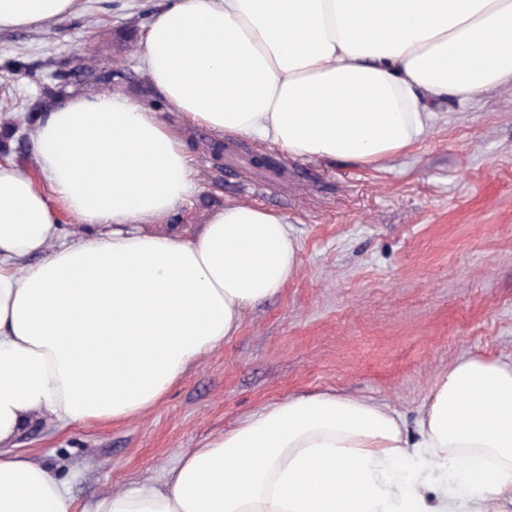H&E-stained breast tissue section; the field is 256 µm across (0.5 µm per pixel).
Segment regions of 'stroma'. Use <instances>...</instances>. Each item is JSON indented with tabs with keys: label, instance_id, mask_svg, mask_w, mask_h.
<instances>
[{
	"label": "stroma",
	"instance_id": "obj_1",
	"mask_svg": "<svg viewBox=\"0 0 512 512\" xmlns=\"http://www.w3.org/2000/svg\"><path fill=\"white\" fill-rule=\"evenodd\" d=\"M158 3L84 0L49 29L0 31V66L20 57L36 71L14 95L34 96L36 78L85 50L132 73L130 93L141 96L151 83L136 65L137 36ZM228 146L220 169L194 152L201 192L181 231L197 232L227 201L279 211L299 245L297 275L150 411L67 427L43 418L20 435L17 452L64 481L79 512L264 406L331 392L411 423L459 358L512 360V84L437 107L429 135L374 166L287 158L277 177L250 163L275 146Z\"/></svg>",
	"mask_w": 512,
	"mask_h": 512
}]
</instances>
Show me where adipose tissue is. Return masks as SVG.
Segmentation results:
<instances>
[{
    "label": "adipose tissue",
    "mask_w": 512,
    "mask_h": 512,
    "mask_svg": "<svg viewBox=\"0 0 512 512\" xmlns=\"http://www.w3.org/2000/svg\"><path fill=\"white\" fill-rule=\"evenodd\" d=\"M80 0H0V30ZM164 120L121 91H77L29 131L34 174L0 158V512H76L15 439L42 416L123 421L162 400L246 309L299 268L280 213L243 202L199 232L156 230L199 186L183 130L366 166L430 131L437 103L512 82V0H162L138 45ZM512 362L464 356L415 429L332 393L253 413L92 512H505Z\"/></svg>",
    "instance_id": "obj_1"
}]
</instances>
